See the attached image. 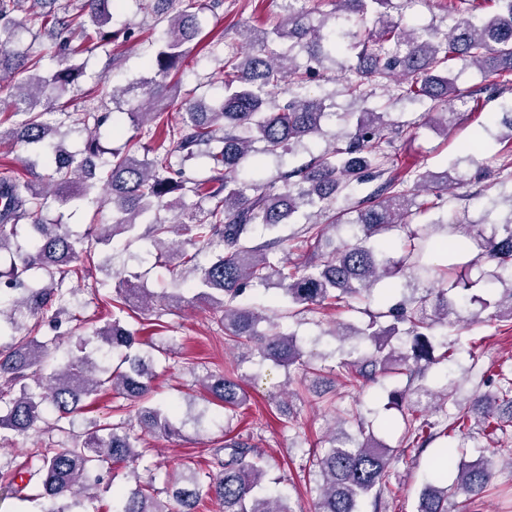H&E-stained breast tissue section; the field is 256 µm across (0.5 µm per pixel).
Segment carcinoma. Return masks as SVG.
<instances>
[{"instance_id":"1","label":"carcinoma","mask_w":512,"mask_h":512,"mask_svg":"<svg viewBox=\"0 0 512 512\" xmlns=\"http://www.w3.org/2000/svg\"><path fill=\"white\" fill-rule=\"evenodd\" d=\"M27 2L0 0V112L7 108L16 118L15 125L0 127V142L26 144L45 172L0 179V252L11 248L20 220L33 219L34 232L29 251L16 248L17 260L7 271H0V296H9L8 306L0 301V337L12 336V342L0 348V380L18 388L15 395L0 390V403L6 408L0 430L24 434L43 423L64 432L63 422L83 408V400L107 390L138 405L141 429L136 434L125 426L103 423L86 436L70 434L68 446L46 449L40 464L29 472V479L40 488L39 497L49 501L43 512H62L56 507L59 499L76 504L93 500L88 490L100 482L99 467L143 461L146 449L140 447L141 434L169 437L181 432L174 407L146 403L155 378L152 360L127 356L124 362L129 368L122 371L104 368L99 359L84 355L47 374L56 338L16 336L28 318H40L51 310L56 317L68 313L71 288L67 280L93 261V247L109 245L123 234L133 235L142 224L157 251L156 263L170 266L168 239L176 227L160 217L159 209L186 207V187L171 162L174 152L184 161L208 158L209 175L195 183L191 192L211 206L201 210L199 222L181 226L192 251L182 250L180 259L191 269V276L182 278L176 292L162 300L179 303L180 291H194L195 299L212 309L224 325V334L261 358L279 366L297 364L305 373L317 374L304 360L294 334L259 331L262 316L238 303L254 283H273L289 303L310 310L362 300L379 283L402 276L417 281L423 274H433L435 282L442 284L485 261L494 265L493 278L500 280L506 273L508 283L497 299L483 301L482 311L492 309L486 316L489 321L512 322V222L503 225V236L497 238L485 236L480 224L446 220L441 228L458 237L460 244L448 253L444 265L434 263L442 244L432 239L431 224L409 231L396 258L377 245L386 231L408 226L406 218L421 212L419 191L429 189L439 201L448 192V181L440 182L428 171L416 176L413 187L402 188L404 181L392 175L391 157L383 148L389 135L399 133L386 112L366 108L353 113L356 122L343 145L326 148L309 163L283 172L279 187L245 181L238 175L251 159L254 143L263 144V153L279 156L321 133L331 105L310 96L305 84L326 62L356 76L350 82L351 93L360 97L361 86L370 81L398 79L402 95L430 103L429 122L448 126L447 113L439 108L461 98L456 80L448 77L449 60L458 58L476 66L495 91L512 83V0H498L501 13L489 19L454 18L445 34L391 17L383 7L392 0H331V25L325 20L315 25L310 18L323 0H312L308 10L285 3L281 21L274 27L240 33L245 52L224 61L222 96L208 105L195 91L186 94L181 123L164 131L174 148L140 143L139 127L160 118L159 112L133 108L110 118L108 102L127 93L126 87L114 86L109 92L100 91V106L87 110V120L93 121L96 130L110 120L112 134L119 136L128 119L135 133L121 148L104 147L98 135L91 134L85 149L74 153L66 151L64 139L87 127L68 124L70 112L59 104L66 88L84 76V67L72 63L78 50L71 44L77 39L95 40L99 47L112 44L114 32L109 25L119 4L83 0L75 7L71 0H36L44 10L31 14L30 23L61 50L53 56L55 68L45 74L40 71L43 57H33L19 45L17 15L28 10ZM217 4L219 0H150L160 31L146 62L153 73L142 81L146 95L153 98L166 88L180 93L185 45L199 36V13ZM284 44L286 52L281 50ZM297 46L308 55L303 67L294 63L291 54ZM21 72L28 73L25 81L10 82ZM283 82L288 85V98L278 104L271 94ZM354 183H372L374 188L355 206L357 216L350 221L356 229L353 240L338 245L326 236L323 224H334L346 215L336 210V202ZM85 202L112 204V223L91 224L84 235L75 236L62 224L38 219L52 206L76 210ZM302 208L310 209L303 229L302 243L308 245L303 261L290 266L279 257L284 248L278 238L253 242L257 228L273 230ZM114 292L113 301L122 305L149 308L154 302L137 272L119 273ZM447 293L441 287L428 288L420 296L404 295L387 310L370 314L364 327L336 332L342 341L356 336L374 346L370 354L354 346L339 362L354 380L407 377L404 388L391 392V404L401 411L417 448L448 436L450 430L467 428L466 411L440 431L437 423L413 413L424 398L438 397L446 403L453 397L448 385L441 390L412 387L421 366L449 361L459 351V340H439L433 333L438 325L453 326L461 320L457 308L448 304ZM401 332L412 337L407 351L391 344V338ZM98 336L107 353L129 349L134 343L133 332L116 320ZM439 346L444 351L437 356ZM491 382L494 392L477 396L475 404L483 406V430L493 434L503 427V420L495 415L497 408L512 414V382L504 377ZM202 386L226 411L246 404L242 378L233 371L209 376ZM443 457L446 465L455 467L456 476L449 485L426 484L417 512H448V499L477 497L497 478L489 459L458 461L453 446L443 450ZM395 459L393 450L373 437L359 439L337 430L329 447L312 450L309 474L317 478L320 490L316 512H360L362 501H379ZM264 475L260 450L232 437L214 450L208 470L187 465L168 478L165 494L175 506L158 498L153 480L138 479L134 487L119 494L113 512H195L206 498L216 501L221 512H294L286 497L262 493Z\"/></svg>"}]
</instances>
